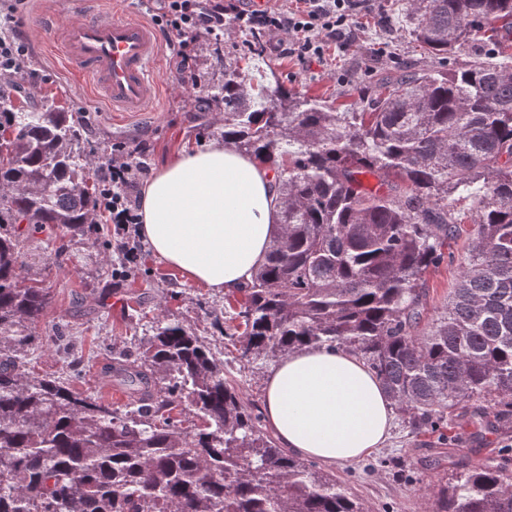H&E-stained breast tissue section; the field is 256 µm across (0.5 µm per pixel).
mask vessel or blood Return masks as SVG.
I'll return each mask as SVG.
<instances>
[{
  "mask_svg": "<svg viewBox=\"0 0 512 512\" xmlns=\"http://www.w3.org/2000/svg\"><path fill=\"white\" fill-rule=\"evenodd\" d=\"M70 16L50 43L74 75L100 92L112 111L154 110L161 87L154 69L164 54L161 34L148 19L116 6L63 0Z\"/></svg>",
  "mask_w": 512,
  "mask_h": 512,
  "instance_id": "vessel-or-blood-1",
  "label": "vessel or blood"
}]
</instances>
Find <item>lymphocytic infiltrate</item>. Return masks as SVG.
Masks as SVG:
<instances>
[{
    "instance_id": "f902f5d3",
    "label": "lymphocytic infiltrate",
    "mask_w": 512,
    "mask_h": 512,
    "mask_svg": "<svg viewBox=\"0 0 512 512\" xmlns=\"http://www.w3.org/2000/svg\"><path fill=\"white\" fill-rule=\"evenodd\" d=\"M371 5L372 0H291L287 8L256 6L252 0H144L142 7L166 39L178 83L195 90L201 86L199 47L206 42L223 51L226 22L238 30L287 34L290 56L320 62L332 45L346 42L355 19ZM19 25L13 4L0 7V73L34 87L40 75L27 64ZM149 152L143 142L115 141L105 146L99 167L95 214L113 226V243L122 256L112 269L116 280L128 277L141 254L139 187L150 171Z\"/></svg>"
}]
</instances>
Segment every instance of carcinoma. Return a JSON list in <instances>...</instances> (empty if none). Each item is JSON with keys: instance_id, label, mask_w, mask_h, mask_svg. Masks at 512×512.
<instances>
[{"instance_id": "1", "label": "carcinoma", "mask_w": 512, "mask_h": 512, "mask_svg": "<svg viewBox=\"0 0 512 512\" xmlns=\"http://www.w3.org/2000/svg\"><path fill=\"white\" fill-rule=\"evenodd\" d=\"M424 61L378 81L359 110L247 81L224 62L208 94L224 141L280 188L265 261L224 323L261 368L300 347L359 356L413 433L471 400L512 424V54L446 59L512 0H405ZM72 112L0 101V512H370L336 475L292 456L224 361L159 315L143 356L118 362L124 409L22 370L52 298L24 242L91 224L95 193ZM471 205L474 236L442 311L423 324L426 276L448 262ZM27 226L26 233L18 226ZM426 512H512L508 461L422 490Z\"/></svg>"}]
</instances>
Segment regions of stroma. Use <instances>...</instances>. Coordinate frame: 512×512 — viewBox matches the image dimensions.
<instances>
[{
  "label": "stroma",
  "mask_w": 512,
  "mask_h": 512,
  "mask_svg": "<svg viewBox=\"0 0 512 512\" xmlns=\"http://www.w3.org/2000/svg\"><path fill=\"white\" fill-rule=\"evenodd\" d=\"M374 3V11L360 17L349 46L330 49L321 64H302L288 56L286 49L272 50L273 35L229 29L224 37V56L215 55L206 44L200 49L202 86L207 89L222 84L225 55H242L256 42L264 51L250 61L252 78L267 79L270 86L279 85L335 107L367 104L376 76L393 74L423 58L394 0ZM48 43L44 37L32 45L29 65L42 75L36 93L17 91L14 78L0 77V94L16 103L27 101L80 113L84 146L90 156H97L104 145L117 140L144 141L150 146L149 165L156 170L178 154L222 141L223 127L215 123L213 113H199L194 92L175 82L170 57H163L156 68L163 95L155 111L114 112L53 57ZM472 228V221H465L461 235L448 247L447 264L430 273L428 315L441 310L455 287ZM111 241V225L93 224L81 233H60L50 240L41 234L26 242L24 265L40 275L52 295V304L36 329L40 343L23 355L25 369L57 377L77 391L107 398L113 386L103 377V368L118 353L143 351L149 323L162 311L201 336L223 359L225 371L246 398L262 402L265 370L240 362L214 320L215 313L224 309L223 293L184 280L148 249L129 279L113 280ZM59 248L70 256L63 269L53 263ZM497 448H512V428L499 427L493 416L482 426L462 429L452 420L441 432L421 434L410 432L396 418L383 448L357 461L330 465L329 470L371 512H423L417 493L420 484L449 477L456 466L484 462Z\"/></svg>",
  "instance_id": "35a3bbf8"
}]
</instances>
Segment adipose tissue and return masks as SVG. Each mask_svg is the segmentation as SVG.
Listing matches in <instances>:
<instances>
[{
    "label": "adipose tissue",
    "instance_id": "adipose-tissue-1",
    "mask_svg": "<svg viewBox=\"0 0 512 512\" xmlns=\"http://www.w3.org/2000/svg\"><path fill=\"white\" fill-rule=\"evenodd\" d=\"M273 172L227 143L181 154L142 188L140 233L185 280L232 293L263 263L278 224ZM262 412L281 447L324 463L386 442L392 403L358 357L302 347L268 374Z\"/></svg>",
    "mask_w": 512,
    "mask_h": 512
}]
</instances>
